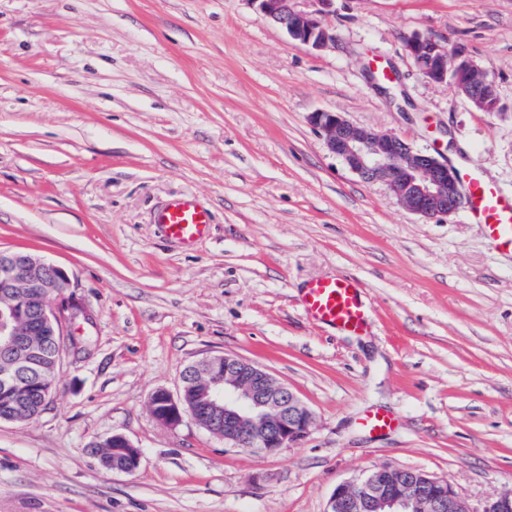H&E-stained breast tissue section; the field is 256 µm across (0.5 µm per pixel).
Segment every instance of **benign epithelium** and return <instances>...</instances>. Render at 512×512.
I'll list each match as a JSON object with an SVG mask.
<instances>
[{"label":"benign epithelium","instance_id":"7a95c632","mask_svg":"<svg viewBox=\"0 0 512 512\" xmlns=\"http://www.w3.org/2000/svg\"><path fill=\"white\" fill-rule=\"evenodd\" d=\"M290 39L316 50L336 41L334 28L325 25L333 0H317L319 8L303 12L295 0H248ZM405 50L420 74L433 84L452 83L456 93L482 112H494L499 100L495 83L464 48L450 40L415 34L405 40ZM310 123L319 129L328 151L341 158L365 182L384 183L410 214L425 220L447 217L463 200L457 173L434 155L415 149L392 134L358 127L338 112H313ZM33 293L60 298L68 288L67 273L32 254L0 250V294L17 286ZM27 322L20 333L0 320V354L34 358L29 336H62L65 325L81 309L75 305L37 309L27 300L13 304ZM150 411L160 423L176 428L184 417L224 440L230 448L276 454L305 439L313 426V412L267 370L231 354L201 357L182 372L177 393L158 389L150 396ZM124 454L112 471L132 473L140 465L139 450L122 434L112 435ZM326 512H472L447 481L423 470L384 466L338 484ZM481 512H512V490L491 497Z\"/></svg>","mask_w":512,"mask_h":512}]
</instances>
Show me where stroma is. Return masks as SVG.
<instances>
[{
	"mask_svg": "<svg viewBox=\"0 0 512 512\" xmlns=\"http://www.w3.org/2000/svg\"><path fill=\"white\" fill-rule=\"evenodd\" d=\"M324 21L318 51L249 0H0V249L63 268L88 313L47 409L0 421V512H325L380 466L448 481L471 512L512 488V254L466 209L406 212L309 122L341 113L512 190V0H334ZM414 34L461 45L498 110L427 82ZM178 195L212 215L190 247L154 222ZM323 277L360 283L363 334L303 313ZM224 352L309 406L305 440L258 454L151 416ZM376 409L391 430L362 428ZM115 432L132 473L89 450Z\"/></svg>",
	"mask_w": 512,
	"mask_h": 512,
	"instance_id": "stroma-1",
	"label": "stroma"
}]
</instances>
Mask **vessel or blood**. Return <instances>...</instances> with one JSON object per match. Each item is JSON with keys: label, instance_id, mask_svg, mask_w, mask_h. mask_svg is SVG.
<instances>
[{"label": "vessel or blood", "instance_id": "1", "mask_svg": "<svg viewBox=\"0 0 512 512\" xmlns=\"http://www.w3.org/2000/svg\"><path fill=\"white\" fill-rule=\"evenodd\" d=\"M468 199V219L479 225L497 248L512 252V192L487 181L472 169H458ZM154 221L169 239L189 246L207 236L211 213L196 198L181 195L158 209ZM301 306L311 320L348 334L367 327L366 303L360 286L345 278H318L307 283Z\"/></svg>", "mask_w": 512, "mask_h": 512}]
</instances>
